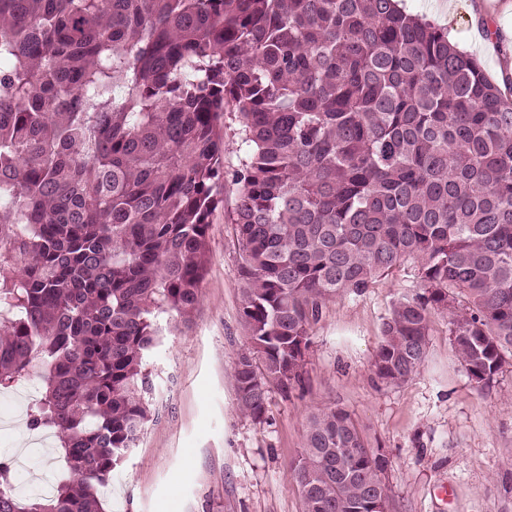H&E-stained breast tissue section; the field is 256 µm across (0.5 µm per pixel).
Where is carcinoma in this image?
<instances>
[{
	"label": "carcinoma",
	"mask_w": 512,
	"mask_h": 512,
	"mask_svg": "<svg viewBox=\"0 0 512 512\" xmlns=\"http://www.w3.org/2000/svg\"><path fill=\"white\" fill-rule=\"evenodd\" d=\"M239 123L224 166L221 119ZM240 245V412L300 381L331 297L413 264L372 360L411 380L448 314L468 378L512 363V97L394 0H0V386L39 359L29 427L70 477L0 512H103L150 408L160 319L201 301L208 230ZM341 408L290 463L301 512L389 499L382 449Z\"/></svg>",
	"instance_id": "cac0c4a2"
}]
</instances>
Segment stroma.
I'll use <instances>...</instances> for the list:
<instances>
[{"label": "stroma", "instance_id": "obj_1", "mask_svg": "<svg viewBox=\"0 0 512 512\" xmlns=\"http://www.w3.org/2000/svg\"><path fill=\"white\" fill-rule=\"evenodd\" d=\"M238 261L237 238L216 211L202 302L188 318L163 323L146 359L150 417L112 471L104 512H301L289 464L309 415L330 406L387 454L389 512H512V366L476 388L452 351L446 313L435 311L419 373L400 385L375 379L383 319L394 301L418 292L412 265L325 302L301 382L272 391L259 424L240 412L232 377L248 346ZM42 392L36 372L0 390V456L12 461L22 499L67 475L53 432L28 426Z\"/></svg>", "mask_w": 512, "mask_h": 512}]
</instances>
